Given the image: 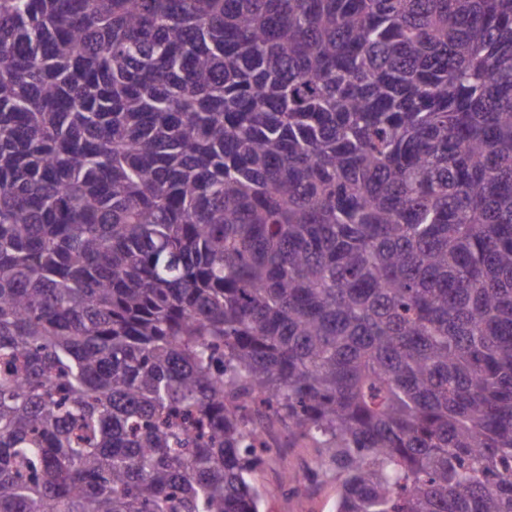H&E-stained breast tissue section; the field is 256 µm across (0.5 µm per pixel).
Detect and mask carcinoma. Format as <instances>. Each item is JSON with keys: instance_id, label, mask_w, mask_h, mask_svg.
<instances>
[{"instance_id": "1", "label": "carcinoma", "mask_w": 512, "mask_h": 512, "mask_svg": "<svg viewBox=\"0 0 512 512\" xmlns=\"http://www.w3.org/2000/svg\"><path fill=\"white\" fill-rule=\"evenodd\" d=\"M0 512H512V0H0ZM266 432L261 434L262 440L271 445L269 435L283 448L272 458H264L256 470L255 482L262 487H277L288 470L298 474V482L288 486V491L265 498L261 511L336 512V480L327 475L322 478L317 476L314 448L301 444L288 445L286 432L280 425L270 427Z\"/></svg>"}]
</instances>
